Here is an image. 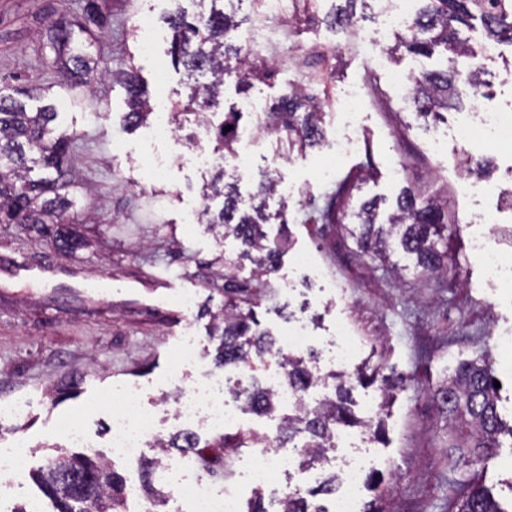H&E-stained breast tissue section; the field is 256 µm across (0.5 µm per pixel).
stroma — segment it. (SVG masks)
<instances>
[{
    "label": "stroma",
    "instance_id": "obj_1",
    "mask_svg": "<svg viewBox=\"0 0 512 512\" xmlns=\"http://www.w3.org/2000/svg\"><path fill=\"white\" fill-rule=\"evenodd\" d=\"M83 5L84 0H0V90L56 82L55 72L38 64L53 57L46 28L54 19L81 15ZM98 5L105 25L93 30L92 54L115 69L133 62L155 106L183 102L190 79L172 62L162 17L178 6L192 14L209 13L211 0H98ZM144 14L160 32L148 54L138 47L137 20ZM283 29L285 38L269 42L255 60L260 70L275 65V76L253 79L247 87L225 82L209 121L220 123L225 113L239 112L244 101L269 111L286 90L307 87L312 74L322 73L330 95L323 122L326 137L340 129L359 138L362 148L338 164L335 181L322 182L319 173L330 161L327 146L290 151L276 134L265 131L245 174L225 172V180L236 182L245 198L256 193L264 175L294 190L288 200L276 193L266 200L269 221L264 230L269 241L282 246L279 268L271 275L258 272L234 236L186 221L190 205L215 213L224 204L223 198L204 196L213 172L198 167L190 156L197 144L209 151L217 148L214 138H201L199 123L171 117L174 138L148 141L145 128L128 127L126 91L108 77L72 91L74 107L59 111L57 128L77 138L69 171L86 247L67 255L49 241L27 237L16 225L0 224V256L75 266L92 280L111 277L116 288L144 289L160 274L172 283L177 299L192 295L194 305L184 308L177 299L129 302L116 295L87 308L63 286L27 293L0 281V401L26 398L33 404L26 425L32 456L15 503L38 501L45 512H54L34 477L44 457L74 452L56 422L84 420L104 455L112 389H141L152 403L170 391L179 368L187 385L204 384L218 369L219 340L211 330L229 302L253 309L261 328L273 333L297 320L307 322L326 379L311 390L310 403L332 394L329 378L338 371L402 378V387L387 404L379 382H356L350 390L357 416H364L370 405L374 418L383 421L377 434L360 427L340 430L354 442V455L368 460L365 474L375 487L363 490L362 503L378 500L383 512H457L476 483L512 502V440L503 439L494 456L468 462L449 447L454 423L432 397L459 363L486 365L500 384V416L512 426V369L498 344L500 333L512 331V290L497 287L471 250L472 236L482 233L512 255L507 234L512 228L507 205L512 152L485 151L492 167L482 182L490 192L473 195L464 189L461 147L453 142L439 152L430 147L431 138L463 113L477 107L512 109V78L505 75L512 52L488 63L484 96L463 100L442 118H423L391 78L397 71L416 74L437 68V59L406 55L396 63L384 54L372 64L360 52L346 50L348 34L326 24L312 27L300 20L284 23ZM350 90L360 93L351 118L343 110ZM156 154L175 158L159 180L151 179L149 170V159ZM349 177L356 183L344 204L349 213L374 200L379 214H387L409 182L420 197L444 204L460 226L450 244L459 274L428 281L411 268L397 276L380 261L358 257L353 240L319 219L338 181ZM283 209L288 212L284 223L279 220ZM303 254L308 263L302 267L297 259ZM228 273L248 283V290L225 287ZM340 326L361 346L356 359H334ZM189 337L198 359L182 367L177 355Z\"/></svg>",
    "mask_w": 512,
    "mask_h": 512
}]
</instances>
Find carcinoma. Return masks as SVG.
I'll return each instance as SVG.
<instances>
[{
    "label": "carcinoma",
    "mask_w": 512,
    "mask_h": 512,
    "mask_svg": "<svg viewBox=\"0 0 512 512\" xmlns=\"http://www.w3.org/2000/svg\"><path fill=\"white\" fill-rule=\"evenodd\" d=\"M345 7L324 17V21L341 29L357 26L353 5L359 0H343ZM424 7L410 16L403 32L391 51H403L416 56L431 57L438 53L446 60L476 55L479 46L460 36L459 26L471 27V21H480L485 38L512 44V0H420ZM85 22L61 17L50 24L47 40L53 50L52 68L57 72L59 85L66 88L90 87L98 79L112 75V68L88 52L85 35L89 25H101L95 0H87ZM172 32L171 55L192 75H210L206 83L190 86L185 104L180 108L185 117L197 122L206 119L202 109L211 107L221 95L224 81L230 78L246 83L255 76L242 46L227 40L232 32H239L242 22L221 9L211 8L208 15L190 19L178 8L166 17ZM454 74L448 68L424 71L416 76L410 99L417 113L423 117L448 108L455 95ZM126 87L127 119L141 125L152 114L146 90L134 66L120 69ZM50 87L32 85L14 88L0 94V224H16L27 234L50 239L58 248L73 253L84 243L75 222L63 217L74 212L76 201L70 191L67 177V157L75 137L64 131L54 133L52 122L58 112L52 104L36 112L27 109L25 99L34 94L48 93ZM324 112L316 96L303 90L291 89L284 93L275 108L266 113V126L276 133H284L288 141L301 147H315L324 141L322 127ZM233 129L227 131L225 126ZM238 113L224 116V124L216 129V141L224 149L234 151L237 141ZM213 195L224 197V206L217 216L208 220L220 224L245 246L244 253L252 255L253 262L263 272H272L279 261L278 248L267 244L263 224L261 196L275 192V183L262 176L258 191L249 200L239 196L233 183L224 182V170H216L211 183ZM353 184L339 185L328 205L336 211V223L341 224L346 213L341 208L343 197L349 196ZM358 224L344 226L346 233L358 245L371 249L376 259L384 260L390 239H398L399 246L414 261V268L430 278H438L458 268L448 258V244L458 235L459 226L448 220L437 201L421 198L411 187L402 189L396 198V209L385 221L379 220L377 205L364 202L355 213ZM252 310L243 311L235 305L224 306V315L218 319L215 331L222 340L221 358L226 365L248 364L254 360L276 355L277 342L272 335L256 329ZM338 380L335 396L311 407L306 403L284 420L274 438L277 448L292 447L309 462L325 457L334 447L336 427L358 425L379 432L380 423L371 418H358L348 406L349 378L335 375ZM284 381L288 387L306 391L318 382L303 356H290L284 363ZM244 395L253 411L272 415L277 402L271 392L261 387L246 389ZM434 400L439 409L457 422L451 447L468 448L474 460L488 458L500 447L501 432L497 412V396L491 372L476 362L461 364L454 377L438 387ZM304 443L294 444L298 436ZM258 438L244 433H226L214 443L199 446L179 433L163 442L165 450L177 448L192 453L207 470L214 473L226 449L247 448ZM44 493L56 512H84L82 504L91 499L96 512H127L126 485L122 477L110 470L101 456L61 455L53 460L51 468L40 475ZM283 512H325L298 492L288 499ZM458 512H507L490 493L481 488L472 490L462 501Z\"/></svg>",
    "instance_id": "carcinoma-1"
}]
</instances>
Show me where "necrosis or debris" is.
Wrapping results in <instances>:
<instances>
[{
	"label": "necrosis or debris",
	"mask_w": 512,
	"mask_h": 512,
	"mask_svg": "<svg viewBox=\"0 0 512 512\" xmlns=\"http://www.w3.org/2000/svg\"><path fill=\"white\" fill-rule=\"evenodd\" d=\"M260 20L257 30L246 31L243 41L248 50L260 52L268 42L269 33L288 11V0H260ZM453 140L463 148L478 149L490 143L512 146V117L499 112H475L458 123L452 131ZM249 375L247 367L237 369L236 376L212 374L203 387H176L173 396L162 397V405L172 408L177 427L189 433L200 430L221 431L240 426L244 405L235 392L242 388ZM31 415L29 401L18 399L0 403V425L13 431L11 438L0 442V476L9 484L20 483L29 460V444L23 427ZM161 431L154 407L147 404L142 393L122 388L112 398V428L109 437V456L114 460L140 461L147 448L156 446ZM294 464L290 449L263 443L252 457L247 479L257 491L279 500H286L289 491L280 478ZM189 464L184 458L169 457L158 468L159 480L168 487L174 512H240L236 492L218 491L202 479H189Z\"/></svg>",
	"instance_id": "obj_1"
}]
</instances>
